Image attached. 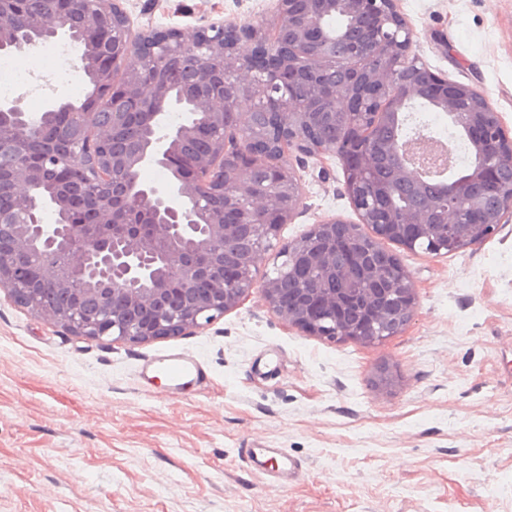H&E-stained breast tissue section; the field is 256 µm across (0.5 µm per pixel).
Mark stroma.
Here are the masks:
<instances>
[{"mask_svg": "<svg viewBox=\"0 0 512 512\" xmlns=\"http://www.w3.org/2000/svg\"><path fill=\"white\" fill-rule=\"evenodd\" d=\"M134 30L271 23L276 0H120ZM413 51L464 81L512 137V0H396ZM293 221L255 288L202 329L89 341L0 291V512H512V222L448 254L383 248L415 310L378 344L288 326L261 290L280 244L331 218L357 222L339 158H290ZM175 350L207 377L172 397L139 375ZM393 383L381 388L380 368ZM300 472L262 474L247 448Z\"/></svg>", "mask_w": 512, "mask_h": 512, "instance_id": "stroma-1", "label": "stroma"}]
</instances>
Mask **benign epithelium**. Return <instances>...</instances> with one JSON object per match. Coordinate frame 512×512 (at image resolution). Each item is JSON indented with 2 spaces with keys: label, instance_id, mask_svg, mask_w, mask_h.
Returning a JSON list of instances; mask_svg holds the SVG:
<instances>
[{
  "label": "benign epithelium",
  "instance_id": "benign-epithelium-1",
  "mask_svg": "<svg viewBox=\"0 0 512 512\" xmlns=\"http://www.w3.org/2000/svg\"><path fill=\"white\" fill-rule=\"evenodd\" d=\"M382 25L354 47L356 57L377 59L373 68L350 67L347 83L332 87L329 99H301L280 85L288 71L295 83L311 92L327 87L325 52L331 38L322 20L341 10L356 18L363 0H277L274 42L263 26L251 23H212L191 32L173 30L156 35L133 30L118 0H53L39 23L21 33L16 21L0 13V51L22 55L42 42L68 40L80 48L74 67L85 78L106 77L105 70L122 62L121 99L111 102L112 90H101L92 107L75 109L55 97L45 99L43 113L32 115L17 101L0 102V193L12 206L0 211V230L8 247L0 249V290L47 322L87 340L146 342L162 336L201 329L235 307L254 288L253 269L263 243L274 233L258 218L273 214L280 224L292 221L302 200L301 181L288 165V155H337L352 175L346 185L359 223L344 224L341 234L351 248L350 263L336 267V225L332 218L314 225L299 239L282 247L288 276L298 287L280 298L273 279L262 285L270 310L288 324L311 335L336 341L374 344L393 336L386 323L399 316L408 322L415 297L410 273L390 257L373 259L378 240L399 231L405 247L423 241L465 249L490 238L512 216V191L501 196L497 211L487 212L472 193V220L462 218L454 177L444 179L448 194L425 209H401L396 223L381 224L367 204L354 194V185L369 181L373 155L363 149L349 160L334 143L321 144L304 130L322 120L350 115L361 103L378 102L375 121L393 122L422 99L419 86L397 77L396 67L413 57L414 33L398 13L395 0H378ZM190 58L189 82L177 90L154 68L156 58ZM464 83H448V94L435 99L438 109L475 141L472 178L491 179L495 170L512 165V139L498 112L482 110L476 122L460 102L471 97ZM265 101L273 124L259 135L248 134V119L229 122L226 113L242 115L240 105ZM65 112L67 119L30 156L25 144ZM140 140L132 154L119 140ZM202 141L204 152L187 158L184 148ZM421 155L401 159L394 153L397 178L418 184L424 159L432 155L427 138L417 142ZM277 168L278 187L253 183L255 164ZM83 167L86 182L75 184L65 172ZM160 167L170 174L164 186L145 183L141 171ZM234 187L248 198L242 208L227 192ZM50 211L54 221H39ZM368 224L372 234L361 231ZM247 231L253 247L234 276L224 274V250ZM23 256L39 269L33 280H20L14 259ZM319 275L315 288L304 286L301 271ZM125 299L112 310V296Z\"/></svg>",
  "mask_w": 512,
  "mask_h": 512
}]
</instances>
